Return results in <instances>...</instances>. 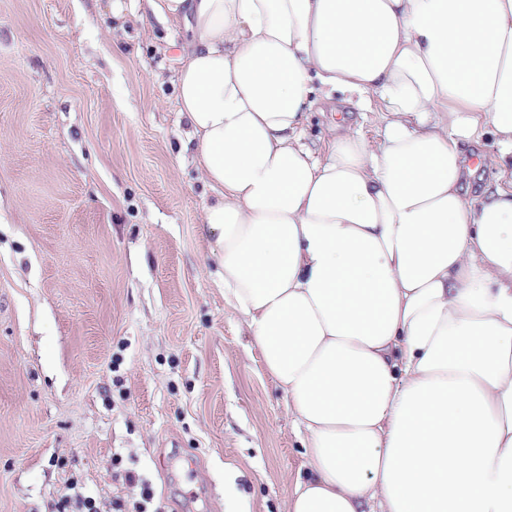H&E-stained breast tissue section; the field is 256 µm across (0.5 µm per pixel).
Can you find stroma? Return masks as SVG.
<instances>
[{"label":"stroma","instance_id":"stroma-1","mask_svg":"<svg viewBox=\"0 0 512 512\" xmlns=\"http://www.w3.org/2000/svg\"><path fill=\"white\" fill-rule=\"evenodd\" d=\"M181 31L145 0H0V512H284L303 463L210 254ZM386 104L316 92L304 140ZM135 482H127L126 473Z\"/></svg>","mask_w":512,"mask_h":512}]
</instances>
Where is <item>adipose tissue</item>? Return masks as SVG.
<instances>
[{
    "label": "adipose tissue",
    "instance_id": "ef3b65f1",
    "mask_svg": "<svg viewBox=\"0 0 512 512\" xmlns=\"http://www.w3.org/2000/svg\"><path fill=\"white\" fill-rule=\"evenodd\" d=\"M184 27L224 300L301 437L285 512H512V0H146ZM383 141L300 129L314 85ZM313 105L308 111L304 126V141L312 148H322L321 139L331 123L347 118L373 147L382 141L383 121L386 103L377 96H372L369 109L357 106V97L334 91L326 98L323 91L317 90L313 96Z\"/></svg>",
    "mask_w": 512,
    "mask_h": 512
}]
</instances>
